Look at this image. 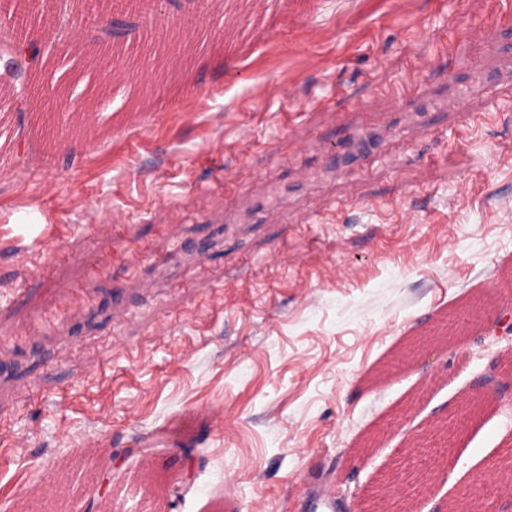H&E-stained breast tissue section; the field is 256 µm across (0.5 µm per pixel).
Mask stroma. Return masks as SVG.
Listing matches in <instances>:
<instances>
[{"mask_svg": "<svg viewBox=\"0 0 512 512\" xmlns=\"http://www.w3.org/2000/svg\"><path fill=\"white\" fill-rule=\"evenodd\" d=\"M223 3L109 50L147 114L59 98L62 52L15 67L0 23L35 90L0 94V512L90 471L112 512H351L512 346L460 325L386 369L512 273V0ZM499 392L420 512L512 447Z\"/></svg>", "mask_w": 512, "mask_h": 512, "instance_id": "stroma-1", "label": "stroma"}]
</instances>
